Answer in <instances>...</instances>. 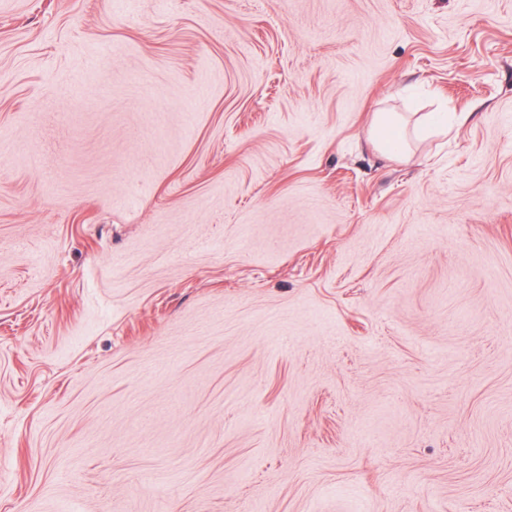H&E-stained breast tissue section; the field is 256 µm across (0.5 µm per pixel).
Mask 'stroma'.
Masks as SVG:
<instances>
[{
	"label": "stroma",
	"instance_id": "1",
	"mask_svg": "<svg viewBox=\"0 0 512 512\" xmlns=\"http://www.w3.org/2000/svg\"><path fill=\"white\" fill-rule=\"evenodd\" d=\"M64 503L512 512V0H0V512ZM402 119L392 116H382L377 119L373 134L378 147L389 153L398 155L404 146V134L400 127Z\"/></svg>",
	"mask_w": 512,
	"mask_h": 512
}]
</instances>
